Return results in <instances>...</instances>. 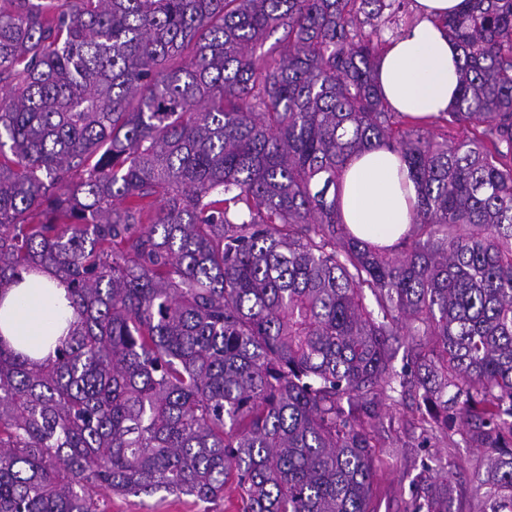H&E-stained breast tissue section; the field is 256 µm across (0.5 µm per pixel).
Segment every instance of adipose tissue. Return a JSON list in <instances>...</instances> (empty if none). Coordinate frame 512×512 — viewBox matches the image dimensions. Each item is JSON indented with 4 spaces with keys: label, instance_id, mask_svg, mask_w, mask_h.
<instances>
[{
    "label": "adipose tissue",
    "instance_id": "adipose-tissue-1",
    "mask_svg": "<svg viewBox=\"0 0 512 512\" xmlns=\"http://www.w3.org/2000/svg\"><path fill=\"white\" fill-rule=\"evenodd\" d=\"M465 0H415V21L391 38L376 82L387 103L415 117L448 111L459 94V51L439 19L459 13ZM416 188L401 155L376 147L347 164L340 184L341 213L359 239L392 247L407 232ZM75 318L64 285L51 273L24 275L0 296V337L43 360Z\"/></svg>",
    "mask_w": 512,
    "mask_h": 512
}]
</instances>
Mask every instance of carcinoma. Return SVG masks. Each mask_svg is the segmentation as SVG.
I'll return each instance as SVG.
<instances>
[{"mask_svg": "<svg viewBox=\"0 0 512 512\" xmlns=\"http://www.w3.org/2000/svg\"><path fill=\"white\" fill-rule=\"evenodd\" d=\"M5 2L0 293L49 271L77 317L53 359L0 340V512L226 489L371 512L374 398L410 383L422 433L453 445L452 416L485 449L483 512H512V0L443 21L439 133L375 82L410 0ZM372 146L416 184L398 257L342 219ZM452 478L413 512H452Z\"/></svg>", "mask_w": 512, "mask_h": 512, "instance_id": "obj_1", "label": "carcinoma"}]
</instances>
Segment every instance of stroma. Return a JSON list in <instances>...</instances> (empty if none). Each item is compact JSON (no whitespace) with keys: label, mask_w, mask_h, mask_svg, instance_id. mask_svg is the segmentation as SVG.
<instances>
[{"label":"stroma","mask_w":512,"mask_h":512,"mask_svg":"<svg viewBox=\"0 0 512 512\" xmlns=\"http://www.w3.org/2000/svg\"><path fill=\"white\" fill-rule=\"evenodd\" d=\"M377 412L383 425L378 450L383 463L374 476L372 512H413L416 497L440 477L439 471H423V461L441 457L453 464L454 512H480L483 491L473 479L483 461L480 449L468 443L454 448L439 442L423 445L412 395L381 397ZM103 500L107 512H201L189 496L165 498L157 493L124 498L107 494Z\"/></svg>","instance_id":"35a3bbf8"}]
</instances>
